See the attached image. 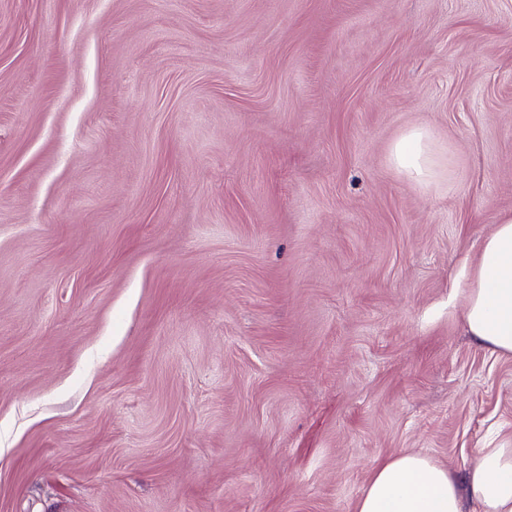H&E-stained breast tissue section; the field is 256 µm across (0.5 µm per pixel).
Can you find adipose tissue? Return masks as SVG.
I'll return each instance as SVG.
<instances>
[{
  "label": "adipose tissue",
  "instance_id": "obj_1",
  "mask_svg": "<svg viewBox=\"0 0 512 512\" xmlns=\"http://www.w3.org/2000/svg\"><path fill=\"white\" fill-rule=\"evenodd\" d=\"M390 160L408 181L427 186L437 161L429 133L414 128L392 146ZM464 323L477 341L502 355H512V215L501 218L484 240L466 290ZM512 512V445L484 448L467 485L421 453L386 458L371 471L355 512Z\"/></svg>",
  "mask_w": 512,
  "mask_h": 512
}]
</instances>
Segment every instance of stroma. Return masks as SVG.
<instances>
[{"label": "stroma", "instance_id": "35a3bbf8", "mask_svg": "<svg viewBox=\"0 0 512 512\" xmlns=\"http://www.w3.org/2000/svg\"><path fill=\"white\" fill-rule=\"evenodd\" d=\"M511 214L512 0H0V512L465 479L512 440L460 292ZM390 160L399 174L410 182L429 186L436 175L437 161L429 143V133L413 128L392 146Z\"/></svg>", "mask_w": 512, "mask_h": 512}]
</instances>
